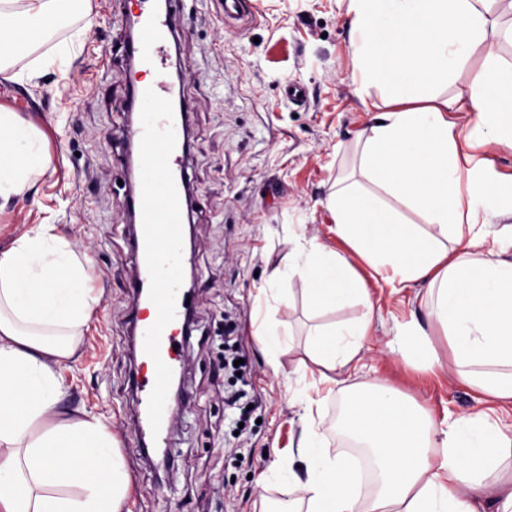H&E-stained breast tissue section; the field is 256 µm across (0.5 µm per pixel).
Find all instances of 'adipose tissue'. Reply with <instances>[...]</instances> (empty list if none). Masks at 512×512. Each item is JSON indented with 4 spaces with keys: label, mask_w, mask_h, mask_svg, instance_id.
Listing matches in <instances>:
<instances>
[{
    "label": "adipose tissue",
    "mask_w": 512,
    "mask_h": 512,
    "mask_svg": "<svg viewBox=\"0 0 512 512\" xmlns=\"http://www.w3.org/2000/svg\"><path fill=\"white\" fill-rule=\"evenodd\" d=\"M82 0H0V74L20 48L67 26ZM494 0H350L353 81L367 88L390 60L414 77L403 95L427 105L379 114L362 143L364 184L337 182L327 206L336 234L382 279L425 286L424 307L451 347L457 377L512 406V177L477 158L475 143L512 147V59H491L484 82L424 92L451 75L487 35ZM38 133L0 111V207L47 168ZM310 305L367 300L341 252L314 244L290 253ZM91 261L55 225L38 224L0 251V512H124L129 475L106 422L60 411L59 368L71 361L99 305ZM370 324L325 325L308 338L310 360L343 371L358 363ZM391 353L434 369L429 333L409 323ZM341 432L365 458L329 456L310 433L289 479L307 512H512V484L490 481L512 460V428L486 411L438 431L414 401L387 386L353 393Z\"/></svg>",
    "instance_id": "1"
}]
</instances>
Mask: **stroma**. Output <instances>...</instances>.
Listing matches in <instances>:
<instances>
[{"label": "stroma", "instance_id": "obj_1", "mask_svg": "<svg viewBox=\"0 0 512 512\" xmlns=\"http://www.w3.org/2000/svg\"><path fill=\"white\" fill-rule=\"evenodd\" d=\"M348 2L256 0L251 24L238 35L224 31V0L177 2L178 61L190 74L179 87L191 107L185 165L200 204L188 225L195 317L184 401L162 456L138 449L131 385L133 228L121 207L129 64L120 47L122 17L136 12V2L85 0L66 29L7 62L12 78L0 79V110L39 133L51 165L33 174L32 190L0 209V250L34 225L52 224L93 260L100 304L76 361L60 376L70 407L112 426L131 477L125 512H306L291 483L262 476L271 461L295 454L312 426L326 451L341 455L337 423L354 390L388 385L438 422L481 407L479 394L453 374L440 326L429 330L441 362L435 371L386 353L418 308L415 289L389 286L356 255L350 261L365 281L367 306L318 311L299 277L268 279L308 243L347 252L326 198L338 179L357 175L358 138L393 100L386 84L365 91L351 78ZM290 84L306 87L305 103L285 98ZM263 303L272 325L291 338L274 355L253 322ZM367 316L371 330L357 369L328 390L305 353L307 332ZM229 324L242 338L247 391L261 401L242 427L224 406L230 378L216 357ZM295 381L309 384V401L289 395Z\"/></svg>", "mask_w": 512, "mask_h": 512}]
</instances>
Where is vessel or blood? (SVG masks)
Wrapping results in <instances>:
<instances>
[{"label":"vessel or blood","instance_id":"1","mask_svg":"<svg viewBox=\"0 0 512 512\" xmlns=\"http://www.w3.org/2000/svg\"><path fill=\"white\" fill-rule=\"evenodd\" d=\"M135 35L125 43L129 61L138 70L156 74L146 85L130 78L127 107L138 121L127 131L134 149L137 177L122 206L137 222L132 250L137 273L130 288L134 298L132 325L139 338L144 372L135 381L139 413L153 425V445L165 447L172 427L169 382L182 361V325L189 310L187 290L169 287L156 272V258L164 250L182 244L188 201L189 174L184 157L189 150L186 135L189 105L175 100L165 80L172 65V8H160L155 0H139ZM163 118L161 134L147 128L148 114Z\"/></svg>","mask_w":512,"mask_h":512}]
</instances>
